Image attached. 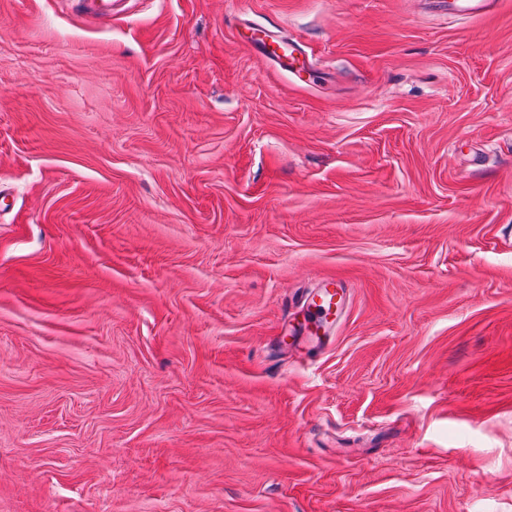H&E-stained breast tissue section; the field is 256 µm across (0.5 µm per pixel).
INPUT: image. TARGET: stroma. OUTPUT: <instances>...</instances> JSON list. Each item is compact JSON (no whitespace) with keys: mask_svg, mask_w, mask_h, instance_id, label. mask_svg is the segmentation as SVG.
I'll return each instance as SVG.
<instances>
[{"mask_svg":"<svg viewBox=\"0 0 512 512\" xmlns=\"http://www.w3.org/2000/svg\"><path fill=\"white\" fill-rule=\"evenodd\" d=\"M1 190L0 512H512V0H0ZM242 25L249 29L251 34V45L259 52L260 56L290 74L301 77L312 62L303 49L302 45L282 34L268 30L252 21L243 20ZM300 57L306 59L301 60ZM345 299V288L342 283L335 280H328L321 287L308 293L304 299L309 314L306 325L308 338L321 340L344 306Z\"/></svg>","mask_w":512,"mask_h":512,"instance_id":"stroma-1","label":"stroma"}]
</instances>
